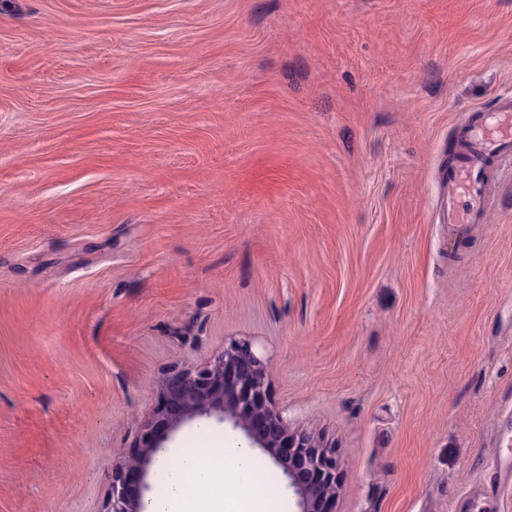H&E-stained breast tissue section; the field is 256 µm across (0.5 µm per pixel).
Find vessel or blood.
Returning <instances> with one entry per match:
<instances>
[{"instance_id": "1", "label": "vessel or blood", "mask_w": 512, "mask_h": 512, "mask_svg": "<svg viewBox=\"0 0 512 512\" xmlns=\"http://www.w3.org/2000/svg\"><path fill=\"white\" fill-rule=\"evenodd\" d=\"M512 160V92L475 107L458 133L435 201L438 223L451 238L487 223L491 212L489 172L495 163Z\"/></svg>"}]
</instances>
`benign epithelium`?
I'll use <instances>...</instances> for the list:
<instances>
[{
	"mask_svg": "<svg viewBox=\"0 0 512 512\" xmlns=\"http://www.w3.org/2000/svg\"><path fill=\"white\" fill-rule=\"evenodd\" d=\"M212 417L232 421L248 447L271 453L297 496L298 512H333L339 485L336 457L314 437L290 432L273 402L263 356L250 342L236 340L204 367H175L166 374L156 409L132 452L112 466L103 512H146L149 468L169 435L186 423Z\"/></svg>",
	"mask_w": 512,
	"mask_h": 512,
	"instance_id": "7a95c632",
	"label": "benign epithelium"
}]
</instances>
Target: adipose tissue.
Segmentation results:
<instances>
[{
	"instance_id": "1",
	"label": "adipose tissue",
	"mask_w": 512,
	"mask_h": 512,
	"mask_svg": "<svg viewBox=\"0 0 512 512\" xmlns=\"http://www.w3.org/2000/svg\"><path fill=\"white\" fill-rule=\"evenodd\" d=\"M253 461L251 449L244 444L222 440L210 449L165 452L159 467L168 475L167 491L151 500L147 512H268L264 493L233 490L250 479Z\"/></svg>"
}]
</instances>
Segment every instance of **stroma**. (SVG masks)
Returning a JSON list of instances; mask_svg holds the SVG:
<instances>
[{"instance_id":"stroma-1","label":"stroma","mask_w":512,"mask_h":512,"mask_svg":"<svg viewBox=\"0 0 512 512\" xmlns=\"http://www.w3.org/2000/svg\"><path fill=\"white\" fill-rule=\"evenodd\" d=\"M509 88L512 0H0V512H102L243 338L335 512H512V189L433 213Z\"/></svg>"}]
</instances>
